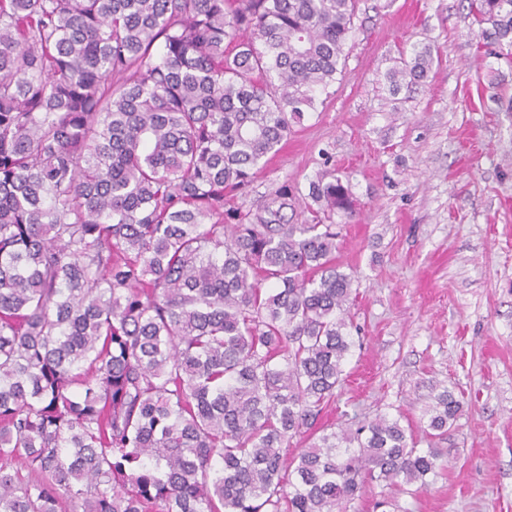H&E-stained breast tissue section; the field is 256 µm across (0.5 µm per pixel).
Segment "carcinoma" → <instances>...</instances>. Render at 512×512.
Segmentation results:
<instances>
[{
	"instance_id": "obj_1",
	"label": "carcinoma",
	"mask_w": 512,
	"mask_h": 512,
	"mask_svg": "<svg viewBox=\"0 0 512 512\" xmlns=\"http://www.w3.org/2000/svg\"><path fill=\"white\" fill-rule=\"evenodd\" d=\"M357 4L0 0V512H337L443 469L386 414L287 456L344 381L353 279L286 188L224 223ZM469 4L512 51V0ZM432 63L411 47L391 93ZM308 197L352 214L335 176ZM459 412L439 394L423 432Z\"/></svg>"
}]
</instances>
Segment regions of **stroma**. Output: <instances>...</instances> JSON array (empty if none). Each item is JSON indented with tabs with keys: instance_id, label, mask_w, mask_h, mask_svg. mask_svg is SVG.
<instances>
[{
	"instance_id": "stroma-1",
	"label": "stroma",
	"mask_w": 512,
	"mask_h": 512,
	"mask_svg": "<svg viewBox=\"0 0 512 512\" xmlns=\"http://www.w3.org/2000/svg\"><path fill=\"white\" fill-rule=\"evenodd\" d=\"M430 47L422 84L390 94L401 50ZM343 76L225 207L307 196L326 173L353 216L331 218L336 261L354 276L357 346L325 424L377 415L417 429L435 395L461 410L427 489L366 481L346 512H512V60L467 0H358Z\"/></svg>"
}]
</instances>
